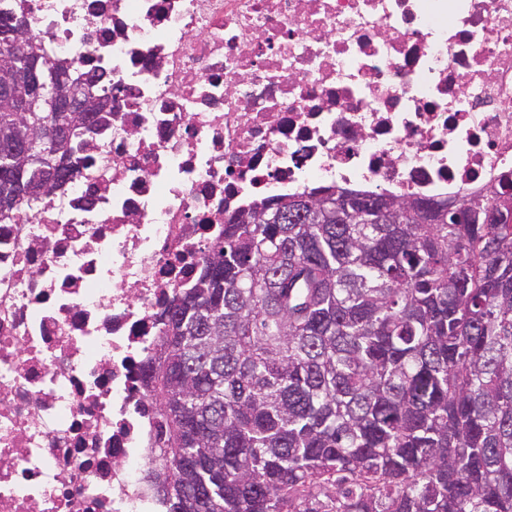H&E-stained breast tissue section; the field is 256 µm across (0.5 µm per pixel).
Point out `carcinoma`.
<instances>
[{
  "label": "carcinoma",
  "mask_w": 512,
  "mask_h": 512,
  "mask_svg": "<svg viewBox=\"0 0 512 512\" xmlns=\"http://www.w3.org/2000/svg\"><path fill=\"white\" fill-rule=\"evenodd\" d=\"M31 36L9 70L44 57ZM112 111H0V137L67 158L16 174L0 223L79 172ZM512 173L480 211L317 216L306 194L233 216L175 292L149 359L166 512H512ZM386 207L398 199L353 190Z\"/></svg>",
  "instance_id": "cac0c4a2"
}]
</instances>
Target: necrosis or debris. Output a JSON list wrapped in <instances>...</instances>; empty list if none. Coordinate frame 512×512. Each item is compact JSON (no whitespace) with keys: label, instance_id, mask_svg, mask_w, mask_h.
Returning a JSON list of instances; mask_svg holds the SVG:
<instances>
[{"label":"necrosis or debris","instance_id":"1","mask_svg":"<svg viewBox=\"0 0 512 512\" xmlns=\"http://www.w3.org/2000/svg\"><path fill=\"white\" fill-rule=\"evenodd\" d=\"M104 72L79 175L0 224V512H163L144 367L240 210L512 172V0H0Z\"/></svg>","mask_w":512,"mask_h":512}]
</instances>
